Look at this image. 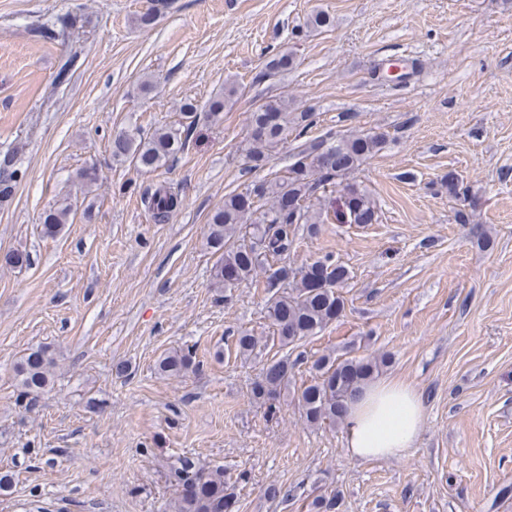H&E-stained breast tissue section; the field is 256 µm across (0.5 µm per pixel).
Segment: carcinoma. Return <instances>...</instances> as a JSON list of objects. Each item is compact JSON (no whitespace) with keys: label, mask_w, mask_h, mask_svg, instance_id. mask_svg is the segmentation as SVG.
<instances>
[{"label":"carcinoma","mask_w":512,"mask_h":512,"mask_svg":"<svg viewBox=\"0 0 512 512\" xmlns=\"http://www.w3.org/2000/svg\"><path fill=\"white\" fill-rule=\"evenodd\" d=\"M294 65V54L284 47L266 62L262 77L274 78ZM239 87L224 83L222 92L208 103L210 117L219 121L224 107L237 96ZM306 112L289 111L288 100L272 98L258 104L250 113V132L244 148L245 158L253 168L263 167L272 152L284 144L289 131L308 120ZM386 143L382 133L360 132L336 140L315 138L305 143L294 155L287 175L275 181L260 180L244 192L224 196V205L215 209L207 224L205 246L218 256L212 278L219 288H234L262 274L270 286L284 285V291L271 295L265 303L266 318L272 335L257 336L242 330L235 336L236 356L247 361L257 358L278 342L287 347L316 336L337 321L344 311L345 299L338 291L350 279L349 269L332 256L325 255L310 264L294 268L288 256L294 246L300 225L311 234L325 223L320 210L313 208L312 198L319 189L340 180L343 207L349 222L373 224L378 221L374 199L355 182L341 180L358 170L381 151ZM185 137L174 125L145 131L137 128L112 141V159L129 162L140 170L151 171L165 165L182 151ZM14 158L0 161V194H8L16 171ZM289 197L297 203L293 211H284L282 201ZM143 201L154 221L165 222L177 208V196L160 187L147 193ZM71 208L63 205L45 212L43 233L54 237L68 223ZM55 361L49 351L38 348L16 366L20 396H38L49 387ZM387 364V358L364 359L338 357L333 353L315 359L310 383L298 394L304 421L310 425L342 423L348 401L375 373ZM296 362L283 356L266 361L260 375L252 383L251 399L274 414L281 395L290 390ZM160 372L182 376L199 370L193 351L174 350L157 363ZM174 476L181 486L174 512H229L236 505L234 493L224 485V471L210 470L189 457L178 460Z\"/></svg>","instance_id":"obj_1"}]
</instances>
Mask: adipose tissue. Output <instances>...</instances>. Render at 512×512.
I'll list each match as a JSON object with an SVG mask.
<instances>
[{"label": "adipose tissue", "mask_w": 512, "mask_h": 512, "mask_svg": "<svg viewBox=\"0 0 512 512\" xmlns=\"http://www.w3.org/2000/svg\"><path fill=\"white\" fill-rule=\"evenodd\" d=\"M425 420L421 394L390 378L363 387L344 415L346 448L356 459H386L414 447Z\"/></svg>", "instance_id": "1"}]
</instances>
